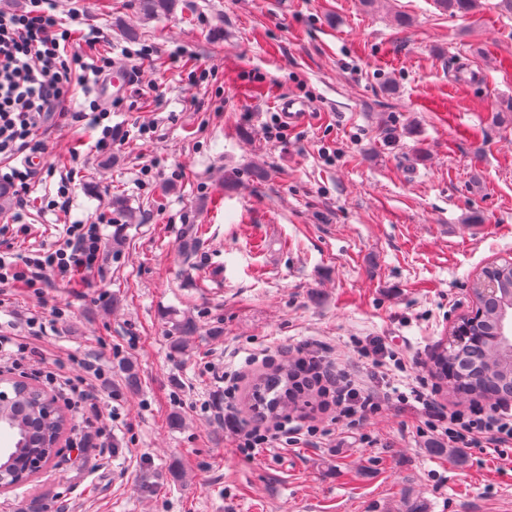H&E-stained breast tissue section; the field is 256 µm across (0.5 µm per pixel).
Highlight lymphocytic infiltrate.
<instances>
[{"label":"lymphocytic infiltrate","mask_w":512,"mask_h":512,"mask_svg":"<svg viewBox=\"0 0 512 512\" xmlns=\"http://www.w3.org/2000/svg\"><path fill=\"white\" fill-rule=\"evenodd\" d=\"M56 8L57 0H28L24 10L0 11V185H9L21 197L35 175L33 158L45 150L40 130L46 118L54 112L67 116V103L75 91L89 100L87 110L76 118L99 130L97 151L112 147V128L107 124L112 109L93 99L90 87L91 77L108 71L111 61L100 59L91 74L80 73L82 60L73 47L72 32L63 26ZM101 254L100 225H68L63 244L54 250L16 260L1 256L0 288H35L50 274L69 280L75 273L94 269ZM356 348L376 384H367L362 375L328 360L320 344L296 350L294 366L302 389L327 397L334 421L353 427L397 406L411 410L421 423L420 434L431 440L452 448H488L502 457L512 453V401L501 399L489 406L474 401L463 409H444L437 404L436 385L425 376L415 375L401 385L383 379V367L403 373L407 365L382 338L359 341ZM224 431L235 450L246 457L262 448L310 445L328 433L324 427H302L285 420L245 427L229 409L224 412Z\"/></svg>","instance_id":"obj_1"}]
</instances>
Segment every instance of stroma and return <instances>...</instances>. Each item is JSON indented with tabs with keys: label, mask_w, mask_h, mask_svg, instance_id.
Returning a JSON list of instances; mask_svg holds the SVG:
<instances>
[{
	"label": "stroma",
	"mask_w": 512,
	"mask_h": 512,
	"mask_svg": "<svg viewBox=\"0 0 512 512\" xmlns=\"http://www.w3.org/2000/svg\"><path fill=\"white\" fill-rule=\"evenodd\" d=\"M498 2L452 17L434 0H177L146 19L137 0H84L76 51L136 80L108 120L110 154L86 124L48 121L26 207L0 212L28 232L0 233V256L96 221L103 256L71 283L0 290V336L28 347L12 380L103 370L112 453L78 447L86 424L61 400L59 456L0 491V512H512V457L436 447L396 408L353 437L337 423L320 447L245 458L209 371L240 370L243 403L284 348L319 339L358 369L356 341L379 336L438 383L469 281L512 259V18ZM288 96L313 114L279 130ZM261 348L272 362L245 364Z\"/></svg>",
	"instance_id": "35a3bbf8"
}]
</instances>
